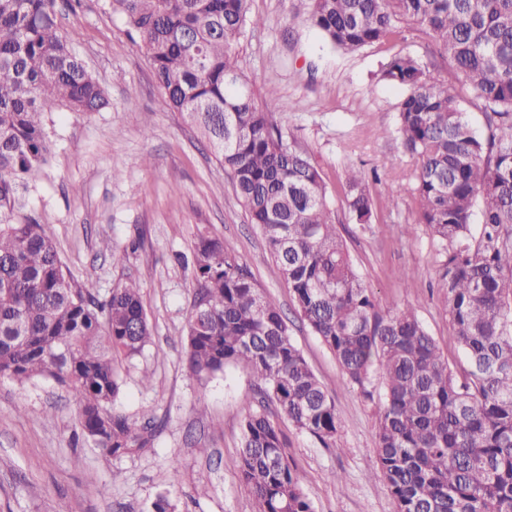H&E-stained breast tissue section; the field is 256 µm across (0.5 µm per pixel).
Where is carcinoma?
Instances as JSON below:
<instances>
[{
	"mask_svg": "<svg viewBox=\"0 0 512 512\" xmlns=\"http://www.w3.org/2000/svg\"><path fill=\"white\" fill-rule=\"evenodd\" d=\"M107 2L139 36L168 105L231 173L301 320L351 384L364 386L378 367L377 463L398 512H512V0H310L307 18L346 52L413 22L460 78L458 89L439 82L409 52L382 73L405 91L396 133L416 163L417 223L441 246L437 288L467 359L461 374L413 309L376 304L337 231L321 173L274 123L276 91L257 101L237 56L246 26L263 24L248 16V0ZM72 43L60 32L57 0H0V376L71 389L82 436L122 458L151 447L157 428L152 417L140 425L113 408L120 366L151 340L140 287L101 301L92 280L72 285L20 195L49 160L45 114L109 106ZM462 91L482 114L480 131ZM345 201L356 223H372L362 170L347 171ZM193 264L188 370L204 380L242 366L254 378L240 477L255 512H312L267 408L329 448L340 429L335 402L233 246L202 237Z\"/></svg>",
	"mask_w": 512,
	"mask_h": 512,
	"instance_id": "cac0c4a2",
	"label": "carcinoma"
}]
</instances>
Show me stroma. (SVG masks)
Here are the masks:
<instances>
[{
  "label": "stroma",
  "mask_w": 512,
  "mask_h": 512,
  "mask_svg": "<svg viewBox=\"0 0 512 512\" xmlns=\"http://www.w3.org/2000/svg\"><path fill=\"white\" fill-rule=\"evenodd\" d=\"M308 9V0H249L250 17L264 24L245 28L240 69L257 95L277 90L274 120L319 169L337 228L376 302L414 308L449 363L463 368L447 299L436 287L441 247L417 222L415 163L394 133L403 91L383 80L382 69L394 55L411 52L437 79L455 76L416 25L399 22L388 40L345 53L305 24ZM60 27L74 36L76 53L110 106L47 114L53 153L24 200L53 239L72 284L93 280L104 300L139 282L153 342L124 369L114 408L134 420L151 413L158 428L152 447L116 459L82 437L67 387L0 378V512H149L165 490L176 512H254L239 473L252 379L230 367L199 381L184 364L192 252L202 236L231 244L249 264L336 403L342 426L335 447L283 427L313 512H398L376 467L378 372L366 387L349 384L333 353L300 321L230 175L196 128L168 106L124 19L105 0H73L61 7ZM353 167L377 175L369 183L374 219L364 227L345 203V176ZM116 253L122 263H113Z\"/></svg>",
  "instance_id": "obj_1"
}]
</instances>
